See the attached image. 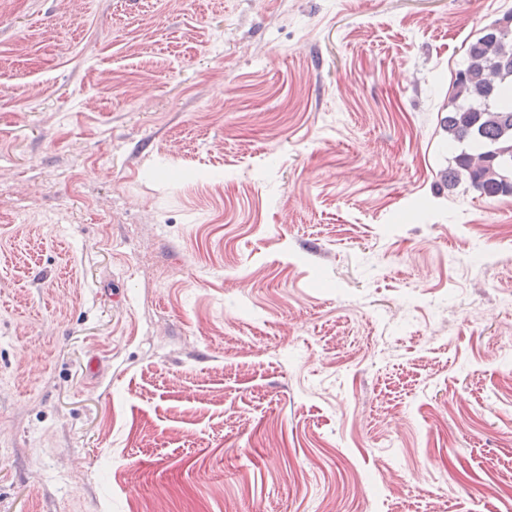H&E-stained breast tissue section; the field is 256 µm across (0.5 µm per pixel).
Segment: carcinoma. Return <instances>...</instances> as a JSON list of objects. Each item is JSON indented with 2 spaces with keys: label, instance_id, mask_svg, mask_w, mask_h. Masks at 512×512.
Segmentation results:
<instances>
[{
  "label": "carcinoma",
  "instance_id": "obj_1",
  "mask_svg": "<svg viewBox=\"0 0 512 512\" xmlns=\"http://www.w3.org/2000/svg\"><path fill=\"white\" fill-rule=\"evenodd\" d=\"M448 146L458 151L448 183L467 182L489 199L512 194L491 153L512 145V29L484 27L456 72L443 121Z\"/></svg>",
  "mask_w": 512,
  "mask_h": 512
}]
</instances>
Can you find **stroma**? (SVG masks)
<instances>
[{"label": "stroma", "instance_id": "35a3bbf8", "mask_svg": "<svg viewBox=\"0 0 512 512\" xmlns=\"http://www.w3.org/2000/svg\"><path fill=\"white\" fill-rule=\"evenodd\" d=\"M512 0H0V512H507L512 196L449 185Z\"/></svg>", "mask_w": 512, "mask_h": 512}]
</instances>
